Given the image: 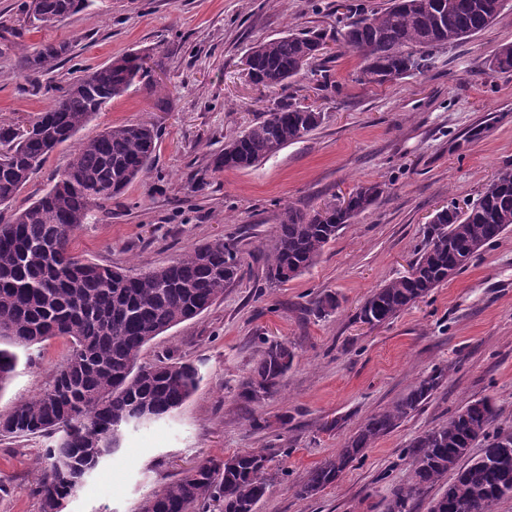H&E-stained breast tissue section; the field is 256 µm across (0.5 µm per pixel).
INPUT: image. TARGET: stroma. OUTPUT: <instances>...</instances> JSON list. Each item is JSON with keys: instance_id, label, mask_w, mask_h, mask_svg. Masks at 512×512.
<instances>
[{"instance_id": "1", "label": "stroma", "mask_w": 512, "mask_h": 512, "mask_svg": "<svg viewBox=\"0 0 512 512\" xmlns=\"http://www.w3.org/2000/svg\"><path fill=\"white\" fill-rule=\"evenodd\" d=\"M23 0H0V125H28L79 71L132 50L149 53L157 91L137 84L78 132L91 139L136 121L159 131L153 169L72 238L83 259L137 270L163 266L204 242L235 237L248 262L240 281L193 320L146 345L139 362L172 357L199 365L203 379L173 416L124 431L122 449L85 481L63 512H137L140 502L204 458L265 450L277 474L257 512H385L412 467L403 454L424 430L468 402L491 398L493 429L512 427V230L481 248L470 266L388 323L356 313L371 291L404 275L436 210L466 208L502 169H512V73L491 59L512 44V0L487 28L441 56L428 73L381 86L356 76L361 59L338 48L328 62L336 85L307 78L290 93L323 111L300 142L245 170H204L227 137L255 123L267 100L242 61L253 44L291 32L336 33L341 0H95L62 21L21 26ZM70 47L67 60L30 86L24 49ZM73 158L56 148L8 204L0 224L42 195ZM383 192L330 242L315 264L268 286L256 254L274 236L287 205L306 211L340 202L356 186ZM332 293L340 306L312 314ZM288 343L296 357L279 394L253 408L239 386L263 340ZM69 350L54 337L18 350L0 412L43 392ZM448 377L418 412L379 439L335 486L302 499L294 487L355 432L368 414L400 398L419 377ZM267 422L256 430L250 415ZM51 437H0V512H40L37 477Z\"/></svg>"}]
</instances>
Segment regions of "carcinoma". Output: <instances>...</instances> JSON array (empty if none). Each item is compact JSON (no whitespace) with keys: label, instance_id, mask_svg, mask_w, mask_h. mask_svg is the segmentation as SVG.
Returning <instances> with one entry per match:
<instances>
[{"label":"carcinoma","instance_id":"obj_1","mask_svg":"<svg viewBox=\"0 0 512 512\" xmlns=\"http://www.w3.org/2000/svg\"><path fill=\"white\" fill-rule=\"evenodd\" d=\"M94 0H30V22L52 23L76 14ZM490 0H390L380 10L357 8L340 31L339 42L360 49L358 81L383 85L423 74L441 54L485 29L500 14ZM69 45L47 42L23 55L28 74L41 76L66 58ZM244 70L259 89H284L306 75L313 63L332 58L322 33H289L251 47ZM147 56L138 52L74 79L28 128L0 126V205L11 202L36 175L48 155L74 138L90 117L113 98L149 76ZM491 65L512 72V45L501 47ZM322 112L293 97H276L262 119L224 142L207 172L244 170L308 135ZM158 130L148 121L114 126L75 144L73 158L55 184L0 224V342L27 349L50 337H64L70 350L51 387L0 414V436L60 434L48 449L37 482L40 512H62L74 481L82 480L120 451L122 433L136 418L153 422L175 413L196 391L198 369L183 362L138 364L141 350L170 328L202 314L240 278L244 259L239 243L216 239L179 255L169 264L130 273L86 261L70 250L71 237L106 203L119 197L152 166ZM382 193L377 183L357 186L342 203L324 212L290 207L275 235L261 250L268 285H280L313 265L324 247ZM512 228V169L501 170L480 197L462 212L436 211L425 229L414 274L373 289L356 317L386 323L427 296L448 278L465 271L477 249ZM339 307L333 294L314 301L319 317ZM257 364L241 383L239 397L258 404L278 393L295 353L286 342L262 340ZM17 356L0 348V389L11 378ZM448 376L436 368L415 381L389 407L366 416L336 453L295 486L301 498L336 484L366 449L392 432L427 403ZM496 408L488 397L469 402L448 420L414 438L404 455L412 482L395 491L387 512H410L412 502L445 475L455 477L433 499L441 512H493L512 497V429L488 436ZM483 443L481 454L469 450ZM264 450L226 459H206L193 471L146 497L138 512H198L209 501L222 512H256L272 490Z\"/></svg>","mask_w":512,"mask_h":512}]
</instances>
